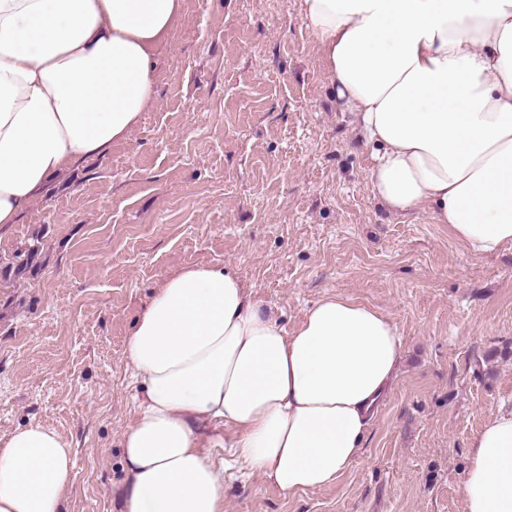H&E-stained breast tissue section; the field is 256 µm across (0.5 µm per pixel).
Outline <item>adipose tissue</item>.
<instances>
[{"mask_svg":"<svg viewBox=\"0 0 512 512\" xmlns=\"http://www.w3.org/2000/svg\"><path fill=\"white\" fill-rule=\"evenodd\" d=\"M180 11L0 0V225L138 125ZM300 12L360 118L375 196L430 213L473 255L512 243V0H301ZM401 348L395 322L351 298L319 299L289 334L232 268L167 276L127 341L142 393L121 440L123 512H224L225 463L210 454L224 446L285 494L333 483L361 456ZM73 480L54 429L0 437V512H60ZM463 490L465 512H512V407L473 438Z\"/></svg>","mask_w":512,"mask_h":512,"instance_id":"adipose-tissue-1","label":"adipose tissue"}]
</instances>
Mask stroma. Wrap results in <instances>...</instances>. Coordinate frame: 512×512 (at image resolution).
<instances>
[{
  "label": "stroma",
  "instance_id": "35a3bbf8",
  "mask_svg": "<svg viewBox=\"0 0 512 512\" xmlns=\"http://www.w3.org/2000/svg\"><path fill=\"white\" fill-rule=\"evenodd\" d=\"M300 3L182 0L140 123L0 226V436L41 423L71 444L62 512H121L126 340L162 280L197 264L235 267L286 331L342 296L403 343L336 482L288 496L237 472L224 512H465L469 444L512 403V243L475 256L430 215L380 205Z\"/></svg>",
  "mask_w": 512,
  "mask_h": 512
}]
</instances>
